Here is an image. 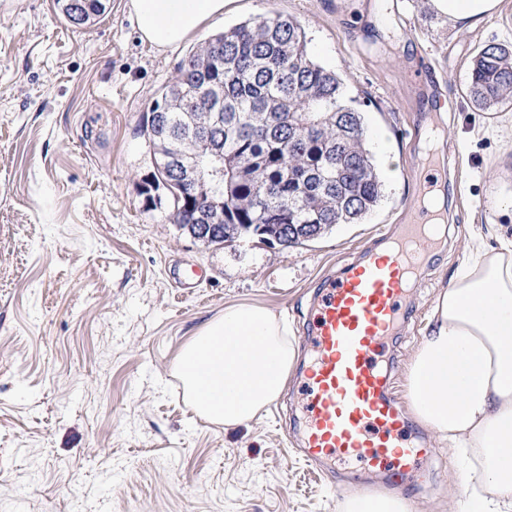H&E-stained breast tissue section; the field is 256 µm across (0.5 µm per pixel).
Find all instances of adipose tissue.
<instances>
[{"label":"adipose tissue","instance_id":"ef3b65f1","mask_svg":"<svg viewBox=\"0 0 512 512\" xmlns=\"http://www.w3.org/2000/svg\"><path fill=\"white\" fill-rule=\"evenodd\" d=\"M232 0H129L142 39L176 46L223 17ZM472 27L501 0H430ZM298 358L286 322L253 304L226 308L180 351L176 366L199 416L236 427L281 394ZM409 409L435 436L479 465L452 504L512 512V228L472 226L467 254L433 301L431 327L403 366Z\"/></svg>","mask_w":512,"mask_h":512}]
</instances>
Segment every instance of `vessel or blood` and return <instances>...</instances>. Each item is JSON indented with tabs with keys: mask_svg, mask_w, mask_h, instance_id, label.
Returning <instances> with one entry per match:
<instances>
[{
	"mask_svg": "<svg viewBox=\"0 0 512 512\" xmlns=\"http://www.w3.org/2000/svg\"><path fill=\"white\" fill-rule=\"evenodd\" d=\"M438 158L434 148L420 161V196L412 202L418 214L388 250L325 278L306 338L313 357L299 387L305 455L332 463L358 459L371 485L397 495L404 489L389 476L417 467L425 451L405 429L384 362L410 283L435 244L436 215L424 199L443 177Z\"/></svg>",
	"mask_w": 512,
	"mask_h": 512,
	"instance_id": "1",
	"label": "vessel or blood"
}]
</instances>
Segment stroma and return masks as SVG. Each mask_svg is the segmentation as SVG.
Returning a JSON list of instances; mask_svg holds the SVG:
<instances>
[{"instance_id":"1","label":"stroma","mask_w":512,"mask_h":512,"mask_svg":"<svg viewBox=\"0 0 512 512\" xmlns=\"http://www.w3.org/2000/svg\"><path fill=\"white\" fill-rule=\"evenodd\" d=\"M126 0L74 27L56 0H0V512H343L358 486L292 449L300 371L250 422L196 416L175 359L226 306L288 321L301 357L328 273L410 218L430 105L446 133L449 240L423 269L396 350L401 366L428 330L436 293L465 256L474 224H512V107L465 94L478 46L512 43V0L470 29L427 0H237L183 43L141 40ZM280 13L312 57L341 74L370 128L385 131V197L359 224L292 248L207 246L178 231L141 190L154 172L142 127L178 66L225 27ZM432 65L437 84L410 72ZM203 269L192 287L175 274ZM404 477L409 512H448L463 461L433 435Z\"/></svg>"}]
</instances>
